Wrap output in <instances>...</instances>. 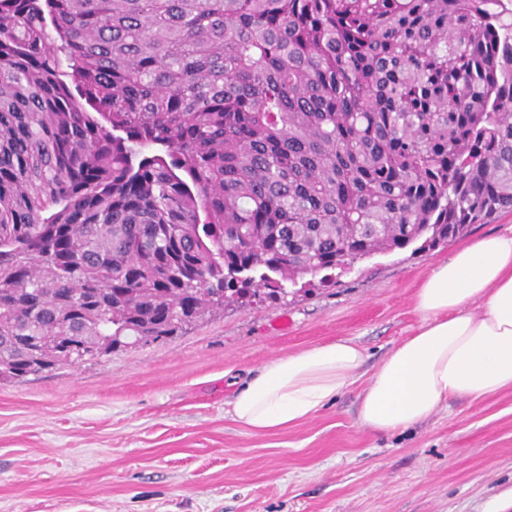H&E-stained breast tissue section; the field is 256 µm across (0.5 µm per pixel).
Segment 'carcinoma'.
<instances>
[{"mask_svg": "<svg viewBox=\"0 0 512 512\" xmlns=\"http://www.w3.org/2000/svg\"><path fill=\"white\" fill-rule=\"evenodd\" d=\"M512 211V0H0V379Z\"/></svg>", "mask_w": 512, "mask_h": 512, "instance_id": "1", "label": "carcinoma"}]
</instances>
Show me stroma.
Masks as SVG:
<instances>
[{"instance_id": "obj_1", "label": "stroma", "mask_w": 512, "mask_h": 512, "mask_svg": "<svg viewBox=\"0 0 512 512\" xmlns=\"http://www.w3.org/2000/svg\"><path fill=\"white\" fill-rule=\"evenodd\" d=\"M455 241L357 262L335 287L228 307L177 336L0 382V512H497L512 488V389L405 430L357 421L352 386L297 426L235 422L268 362L336 339L371 375L422 321L414 297Z\"/></svg>"}]
</instances>
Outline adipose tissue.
<instances>
[{
	"label": "adipose tissue",
	"mask_w": 512,
	"mask_h": 512,
	"mask_svg": "<svg viewBox=\"0 0 512 512\" xmlns=\"http://www.w3.org/2000/svg\"><path fill=\"white\" fill-rule=\"evenodd\" d=\"M421 325L382 360L359 397L357 421L374 431L413 427L448 400L512 388V230L456 251L415 295ZM363 350L346 339L266 364L231 402L256 432L319 413L361 376Z\"/></svg>",
	"instance_id": "1"
}]
</instances>
